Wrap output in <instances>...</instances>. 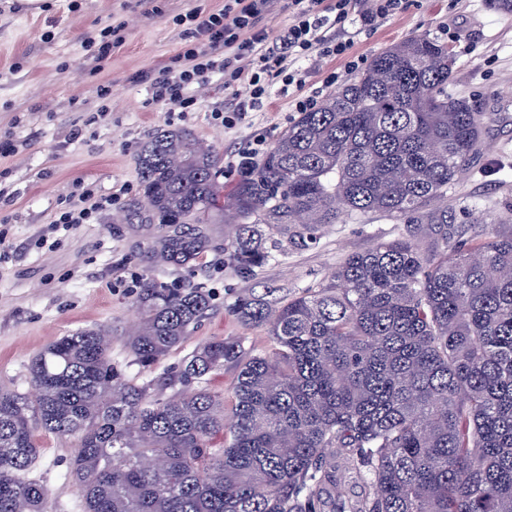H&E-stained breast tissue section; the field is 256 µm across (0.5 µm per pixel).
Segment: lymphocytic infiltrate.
<instances>
[{
	"label": "lymphocytic infiltrate",
	"mask_w": 512,
	"mask_h": 512,
	"mask_svg": "<svg viewBox=\"0 0 512 512\" xmlns=\"http://www.w3.org/2000/svg\"><path fill=\"white\" fill-rule=\"evenodd\" d=\"M400 0H368L354 11L352 0H334L323 9L322 0H224L218 10L201 7L178 17L190 46L158 68L141 72L153 103L187 112L197 103L196 88L214 76L225 86L244 85L247 96L224 110L225 127L237 126L245 114L259 110L273 88L288 92L306 81V64L315 57L349 56L354 44L345 31L347 21L371 30L399 8ZM288 5L293 19L278 41H269L259 27L260 17Z\"/></svg>",
	"instance_id": "obj_1"
}]
</instances>
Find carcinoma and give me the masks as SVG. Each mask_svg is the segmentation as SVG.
<instances>
[{
    "label": "carcinoma",
    "mask_w": 512,
    "mask_h": 512,
    "mask_svg": "<svg viewBox=\"0 0 512 512\" xmlns=\"http://www.w3.org/2000/svg\"><path fill=\"white\" fill-rule=\"evenodd\" d=\"M455 64L426 35L376 54L298 113L229 209L217 152L186 131L149 136L126 215L165 229L148 263L196 258L205 224L237 225L226 250L244 274L271 257L264 224L304 240L381 213L406 234L349 255L324 288L240 298L268 354L215 337L135 384L112 364V328L59 338L28 365L33 393L0 386V512H50L48 489L24 478L38 429L74 439L85 512H512V223L474 217V253L437 206L496 116L448 94ZM136 306L127 346L148 372L211 304L149 277ZM227 365L229 417L208 388ZM341 470L357 491L339 508Z\"/></svg>",
    "instance_id": "obj_1"
}]
</instances>
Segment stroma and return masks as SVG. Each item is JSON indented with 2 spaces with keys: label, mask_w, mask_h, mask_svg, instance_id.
Masks as SVG:
<instances>
[{
  "label": "stroma",
  "mask_w": 512,
  "mask_h": 512,
  "mask_svg": "<svg viewBox=\"0 0 512 512\" xmlns=\"http://www.w3.org/2000/svg\"><path fill=\"white\" fill-rule=\"evenodd\" d=\"M224 0H0V136L13 133L18 152L0 155V386L30 389L28 364L60 336L78 329L112 328V361L129 379L146 375L132 364L123 333L137 321L134 301L146 276L172 288H203L211 310L186 342L154 367L176 366L196 346L217 336H239L253 352L271 349L266 328L241 321L233 312L248 293L273 290L298 296L326 286L351 254L401 238L404 224L371 213L339 224L319 225L311 239L282 243L269 261L247 274L232 265L224 245L231 224H210L212 245L189 265L147 266L141 259L162 230L130 224L126 209L140 194L137 155L141 144L161 130H187L212 146L223 161L254 135L274 145L295 114L287 96L272 92L265 106L235 128L213 113L244 96V86H225L222 77L201 88L192 111L182 113L150 100L138 73L157 68L185 43L175 20ZM122 25L121 44L94 74L79 71L84 46L111 22ZM427 34L448 43L456 55L450 90L490 110L494 100L512 98V12L491 0H402L400 9L376 28L353 35V54L367 66L377 53L412 36ZM106 96H99V89ZM81 127L73 141L69 133ZM93 195L122 190L112 210L91 223L67 229L57 219L68 208L90 206ZM490 216H512V112L496 117L484 134L467 173L449 194L456 223H466L460 203ZM38 457L28 479L44 485L52 512H84L71 480V441L38 430Z\"/></svg>",
  "instance_id": "obj_1"
}]
</instances>
